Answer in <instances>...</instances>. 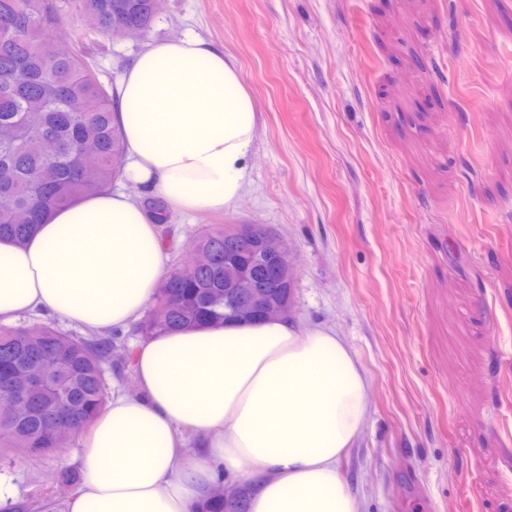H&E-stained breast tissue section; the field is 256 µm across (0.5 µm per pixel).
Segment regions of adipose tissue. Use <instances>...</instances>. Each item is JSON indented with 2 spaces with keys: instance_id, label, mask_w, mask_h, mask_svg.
Instances as JSON below:
<instances>
[{
  "instance_id": "ef3b65f1",
  "label": "adipose tissue",
  "mask_w": 512,
  "mask_h": 512,
  "mask_svg": "<svg viewBox=\"0 0 512 512\" xmlns=\"http://www.w3.org/2000/svg\"><path fill=\"white\" fill-rule=\"evenodd\" d=\"M117 95L127 183L186 212L236 206L257 104L228 55L189 35L156 43ZM163 276L142 209L93 194L25 245L0 241V323L39 311L122 328ZM133 367L140 392L113 393L94 418L67 512H202L221 475L249 488L250 512H362L339 461L367 418L368 380L341 336L283 318L211 323L139 343Z\"/></svg>"
}]
</instances>
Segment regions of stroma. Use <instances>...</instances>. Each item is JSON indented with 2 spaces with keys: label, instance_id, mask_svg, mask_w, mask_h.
I'll list each match as a JSON object with an SVG mask.
<instances>
[{
  "label": "stroma",
  "instance_id": "stroma-1",
  "mask_svg": "<svg viewBox=\"0 0 512 512\" xmlns=\"http://www.w3.org/2000/svg\"><path fill=\"white\" fill-rule=\"evenodd\" d=\"M66 26L119 86L155 43L231 56L258 105L236 208L175 209L166 266L207 224H263L290 317L342 336L368 417L340 461L366 512H512V0H163L146 32ZM80 440L0 457L24 512H65Z\"/></svg>",
  "mask_w": 512,
  "mask_h": 512
}]
</instances>
